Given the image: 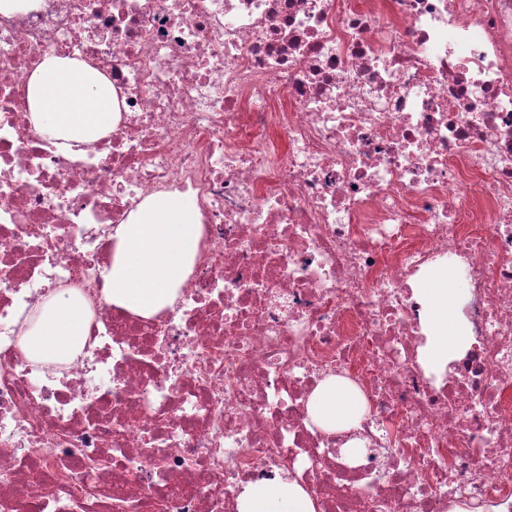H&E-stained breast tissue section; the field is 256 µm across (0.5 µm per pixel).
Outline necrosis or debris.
Wrapping results in <instances>:
<instances>
[{
    "instance_id": "4bbe7bcc",
    "label": "necrosis or debris",
    "mask_w": 512,
    "mask_h": 512,
    "mask_svg": "<svg viewBox=\"0 0 512 512\" xmlns=\"http://www.w3.org/2000/svg\"><path fill=\"white\" fill-rule=\"evenodd\" d=\"M50 54L118 98L77 154L29 120ZM173 193L202 226L173 309L103 303L113 228ZM448 264L470 343L438 378L412 285ZM60 286L93 320L53 368L19 340ZM329 375L363 395L359 428L312 423ZM99 457L112 465L86 489ZM279 470L318 512L512 501V0L0 13V512H236Z\"/></svg>"
}]
</instances>
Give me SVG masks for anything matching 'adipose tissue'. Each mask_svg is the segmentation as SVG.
I'll use <instances>...</instances> for the list:
<instances>
[{
  "label": "adipose tissue",
  "instance_id": "1",
  "mask_svg": "<svg viewBox=\"0 0 512 512\" xmlns=\"http://www.w3.org/2000/svg\"><path fill=\"white\" fill-rule=\"evenodd\" d=\"M28 99L34 129L59 141L64 151L105 136L119 117L112 85L76 58L45 57L30 79ZM200 238L201 226L190 198L149 199L112 233L103 301L144 318L173 307L194 265ZM414 291L430 327L422 360L437 372L467 341L458 321L463 290L458 276L448 271ZM91 319L90 305L79 289H53L29 317L20 346L29 359L46 365L73 361L88 340ZM365 412L363 396L344 378L322 381L308 402L313 423L329 433L358 426ZM237 512H317V505L300 484L281 472L247 483L237 499Z\"/></svg>",
  "mask_w": 512,
  "mask_h": 512
}]
</instances>
